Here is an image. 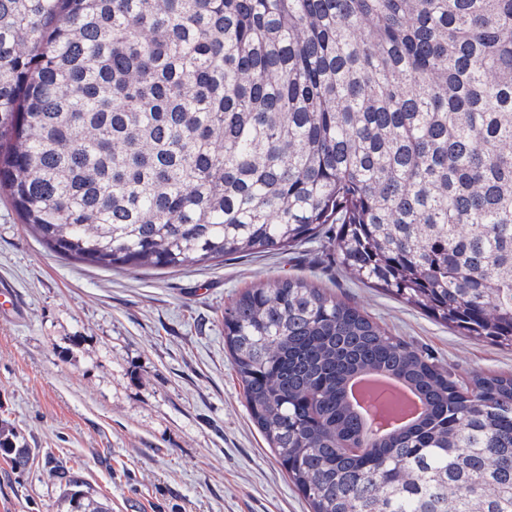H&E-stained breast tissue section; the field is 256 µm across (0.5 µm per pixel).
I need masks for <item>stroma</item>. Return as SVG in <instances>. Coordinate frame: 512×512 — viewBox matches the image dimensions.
Masks as SVG:
<instances>
[{"instance_id":"1","label":"stroma","mask_w":512,"mask_h":512,"mask_svg":"<svg viewBox=\"0 0 512 512\" xmlns=\"http://www.w3.org/2000/svg\"><path fill=\"white\" fill-rule=\"evenodd\" d=\"M366 312L461 377L512 374V349L462 336L350 279L327 242L177 271L60 257L0 193V512H76L60 472L108 512H309L251 420L224 347V309L284 276Z\"/></svg>"}]
</instances>
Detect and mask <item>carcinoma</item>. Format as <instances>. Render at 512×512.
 Listing matches in <instances>:
<instances>
[{
    "label": "carcinoma",
    "mask_w": 512,
    "mask_h": 512,
    "mask_svg": "<svg viewBox=\"0 0 512 512\" xmlns=\"http://www.w3.org/2000/svg\"><path fill=\"white\" fill-rule=\"evenodd\" d=\"M0 189L55 254L180 270L327 237L512 348V0H0ZM224 344L312 512H512V375L466 380L299 276ZM425 410L379 427L351 381Z\"/></svg>",
    "instance_id": "cac0c4a2"
}]
</instances>
